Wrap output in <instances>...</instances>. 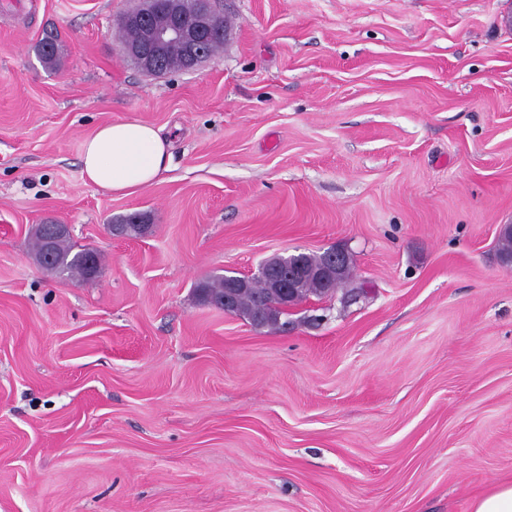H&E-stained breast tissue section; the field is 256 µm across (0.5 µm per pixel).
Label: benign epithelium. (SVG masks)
I'll return each mask as SVG.
<instances>
[{
  "label": "benign epithelium",
  "instance_id": "obj_1",
  "mask_svg": "<svg viewBox=\"0 0 512 512\" xmlns=\"http://www.w3.org/2000/svg\"><path fill=\"white\" fill-rule=\"evenodd\" d=\"M146 6L127 17V24L135 25L143 31L141 43L124 47V51L132 56L141 69L155 74L157 65L166 51L174 46L181 49L184 70L192 71L203 61L204 56L198 49L201 37L214 30L218 21V13L204 2L194 19L187 22L179 13L177 0H144ZM37 228L45 238L44 252L38 257L42 263L53 260V245L57 238L69 231L66 224H39ZM295 268L279 259V265L272 266L269 260L262 261L257 270L248 275H240L224 285V312L230 314L235 306L238 292L251 286L255 280L269 282V293L278 300L276 308L284 312L298 304L294 298Z\"/></svg>",
  "mask_w": 512,
  "mask_h": 512
}]
</instances>
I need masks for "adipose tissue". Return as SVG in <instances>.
<instances>
[{
  "mask_svg": "<svg viewBox=\"0 0 512 512\" xmlns=\"http://www.w3.org/2000/svg\"><path fill=\"white\" fill-rule=\"evenodd\" d=\"M80 164L95 186L130 196L170 170L171 143L161 128L138 120L111 121L83 142Z\"/></svg>",
  "mask_w": 512,
  "mask_h": 512,
  "instance_id": "obj_1",
  "label": "adipose tissue"
}]
</instances>
